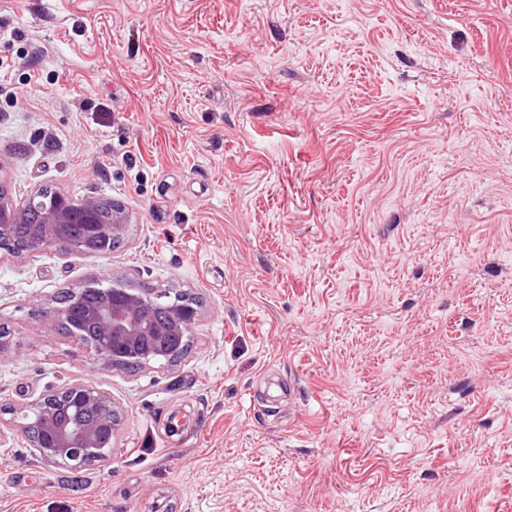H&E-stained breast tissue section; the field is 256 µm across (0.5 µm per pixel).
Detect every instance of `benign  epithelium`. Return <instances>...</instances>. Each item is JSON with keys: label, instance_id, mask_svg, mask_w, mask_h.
Instances as JSON below:
<instances>
[{"label": "benign epithelium", "instance_id": "benign-epithelium-1", "mask_svg": "<svg viewBox=\"0 0 512 512\" xmlns=\"http://www.w3.org/2000/svg\"><path fill=\"white\" fill-rule=\"evenodd\" d=\"M32 214L37 216L43 232L31 242L29 254L58 247L67 254L87 255L95 243L101 245L95 254L107 256L109 252L102 245L123 240L130 223L120 203L100 195L72 199L65 193L50 195L40 188L16 203L0 179V236L7 235L12 225L27 221ZM73 224L86 225L85 238L68 239ZM101 292L112 298L84 309L78 322L68 307L54 311L55 318L72 324L70 336L90 349L97 364L104 368L124 364L136 371L152 362L181 359L175 340L191 334L199 320L198 308L176 305L170 308L166 319L158 321L154 299L148 294L131 287L103 288ZM66 390L76 397L80 408L94 413L93 419L72 425L58 422L51 409L54 392L48 391L26 406L27 416L33 421L21 424L19 431L50 463L81 465L110 460L114 440L122 429L120 413L105 395L89 385L75 383Z\"/></svg>", "mask_w": 512, "mask_h": 512}]
</instances>
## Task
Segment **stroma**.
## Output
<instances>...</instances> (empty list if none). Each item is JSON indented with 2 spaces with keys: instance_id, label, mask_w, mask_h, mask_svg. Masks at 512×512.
Masks as SVG:
<instances>
[{
  "instance_id": "stroma-1",
  "label": "stroma",
  "mask_w": 512,
  "mask_h": 512,
  "mask_svg": "<svg viewBox=\"0 0 512 512\" xmlns=\"http://www.w3.org/2000/svg\"><path fill=\"white\" fill-rule=\"evenodd\" d=\"M0 176L131 218L0 254V512H512V0H0ZM115 278L181 360L44 318ZM78 382L114 454L46 462L4 410Z\"/></svg>"
}]
</instances>
